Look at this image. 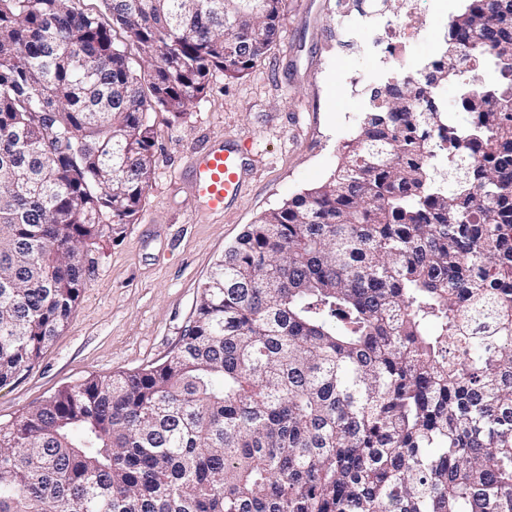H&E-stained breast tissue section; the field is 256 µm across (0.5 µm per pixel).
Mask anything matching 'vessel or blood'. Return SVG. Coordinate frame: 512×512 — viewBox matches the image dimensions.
<instances>
[{
    "label": "vessel or blood",
    "instance_id": "obj_1",
    "mask_svg": "<svg viewBox=\"0 0 512 512\" xmlns=\"http://www.w3.org/2000/svg\"><path fill=\"white\" fill-rule=\"evenodd\" d=\"M189 166L192 186L205 209L212 214L223 213L241 191V147L220 143L191 155Z\"/></svg>",
    "mask_w": 512,
    "mask_h": 512
}]
</instances>
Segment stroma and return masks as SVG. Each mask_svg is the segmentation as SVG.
<instances>
[{
	"mask_svg": "<svg viewBox=\"0 0 512 512\" xmlns=\"http://www.w3.org/2000/svg\"><path fill=\"white\" fill-rule=\"evenodd\" d=\"M466 0H419V35L402 60L420 68ZM406 0H285L266 57L245 75L214 71L184 114L152 115L156 163L137 220L94 252L91 280L38 362L0 386V422L58 390L164 362L194 317L214 263L265 211L328 179L388 73L377 35ZM246 146L234 207L207 213L187 176L211 142Z\"/></svg>",
	"mask_w": 512,
	"mask_h": 512,
	"instance_id": "stroma-1",
	"label": "stroma"
}]
</instances>
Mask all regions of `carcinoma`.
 <instances>
[{
	"mask_svg": "<svg viewBox=\"0 0 512 512\" xmlns=\"http://www.w3.org/2000/svg\"><path fill=\"white\" fill-rule=\"evenodd\" d=\"M103 6L146 68L74 0H0V385L135 223L151 113L253 69L283 0ZM442 54L225 250L167 360L0 423V512H512V0Z\"/></svg>",
	"mask_w": 512,
	"mask_h": 512,
	"instance_id": "1",
	"label": "carcinoma"
}]
</instances>
